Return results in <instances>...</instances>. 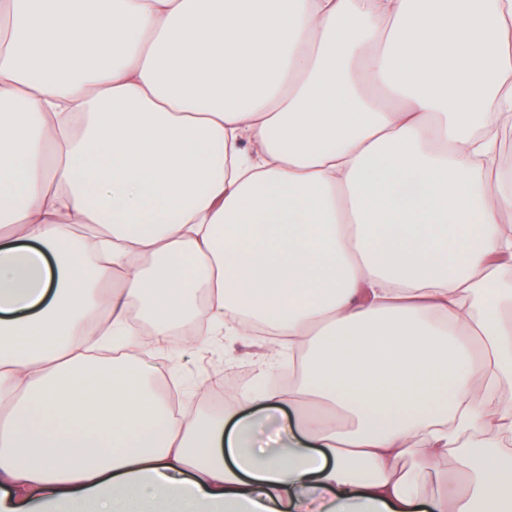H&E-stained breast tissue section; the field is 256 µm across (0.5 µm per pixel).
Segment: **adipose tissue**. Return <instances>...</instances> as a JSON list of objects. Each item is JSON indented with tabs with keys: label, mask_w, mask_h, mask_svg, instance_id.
<instances>
[{
	"label": "adipose tissue",
	"mask_w": 512,
	"mask_h": 512,
	"mask_svg": "<svg viewBox=\"0 0 512 512\" xmlns=\"http://www.w3.org/2000/svg\"><path fill=\"white\" fill-rule=\"evenodd\" d=\"M0 30V512H512V0H0ZM133 315L299 371L198 416L88 354Z\"/></svg>",
	"instance_id": "ef3b65f1"
}]
</instances>
